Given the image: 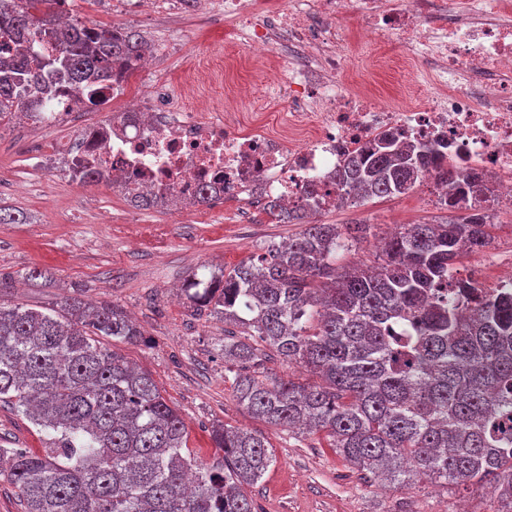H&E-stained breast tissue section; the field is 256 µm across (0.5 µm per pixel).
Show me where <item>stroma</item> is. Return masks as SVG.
<instances>
[{"mask_svg": "<svg viewBox=\"0 0 512 512\" xmlns=\"http://www.w3.org/2000/svg\"><path fill=\"white\" fill-rule=\"evenodd\" d=\"M73 20L132 29L155 45L153 66L133 72L124 96L144 94L150 83L166 79L188 104L201 98H223L227 89L246 86L255 95L284 84L299 57L288 37H280L271 57H249L240 26L225 18L222 6L192 8L156 0L153 11L137 0H67ZM344 37L359 45L350 51L341 75L351 86L372 77L371 88L388 97L406 83L410 69L398 57H385L370 43L352 17L336 19ZM224 72L223 83L189 84L191 69ZM79 110L66 121L38 124L30 120L0 126V206L24 211L23 224H0V277L12 279L6 300L50 307L67 295L111 301L136 319L147 341L120 345L129 360L148 372L184 419L188 447L199 461L212 462L218 451L209 436L212 423L243 426L261 432L275 456L265 476L246 493L256 512H494L490 487L448 493L429 481L412 488H379L346 464L318 438H297L250 417L234 396L233 375L224 366V324L192 315L186 299L172 301L189 275L231 269L264 253L267 244L297 235V224L277 223L257 201L194 209L181 215L140 209L112 194L103 184L81 185L64 167L49 170L43 149L67 137L80 139L84 130L104 123L120 110ZM433 184L412 192L374 198L318 214L319 224L373 225L374 235L342 257L343 263L377 261L376 235L397 224L437 223L449 218L432 201ZM492 241L479 255L457 264L461 277L486 273L498 282L512 267V210L497 209ZM49 271L46 280L29 281V269ZM45 442L26 417L0 406V446L36 451Z\"/></svg>", "mask_w": 512, "mask_h": 512, "instance_id": "obj_1", "label": "stroma"}]
</instances>
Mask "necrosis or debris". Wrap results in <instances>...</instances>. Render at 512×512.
<instances>
[{
    "label": "necrosis or debris",
    "mask_w": 512,
    "mask_h": 512,
    "mask_svg": "<svg viewBox=\"0 0 512 512\" xmlns=\"http://www.w3.org/2000/svg\"><path fill=\"white\" fill-rule=\"evenodd\" d=\"M224 13L248 30L258 58L288 31L307 60L288 79L293 112L281 114L272 96L257 100L250 122L208 99L185 112L152 84L82 139L84 154L111 170L112 190L135 183L188 207L206 187L218 203L262 196L293 207L313 187L329 211L340 206L332 173L387 135L435 145L459 176L482 172L498 202L512 204V0H290L274 17L260 0H224ZM339 16L397 47L417 73L397 100L344 85L329 24Z\"/></svg>",
    "instance_id": "1"
}]
</instances>
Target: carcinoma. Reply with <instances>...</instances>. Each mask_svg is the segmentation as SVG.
I'll list each match as a JSON object with an SVG mask.
<instances>
[{"label":"carcinoma","mask_w":512,"mask_h":512,"mask_svg":"<svg viewBox=\"0 0 512 512\" xmlns=\"http://www.w3.org/2000/svg\"><path fill=\"white\" fill-rule=\"evenodd\" d=\"M64 0H0V32L15 54L0 59V125L38 111L22 91H48L44 68L103 106L94 85L128 72L152 44L133 30L65 22ZM53 29L54 58L31 47ZM426 176L448 186L449 211L436 224H406L386 238L381 262L341 266L337 255L371 234L370 224H312V207L264 209L305 228L286 243L209 281L192 275L183 292L197 315L224 321V365L253 417L298 437L318 436L345 462L382 483L425 478L452 489L494 487L512 512V289L468 306L472 280L455 276L465 253L490 244L492 197L476 174L460 183L439 153L384 137L331 178L344 198L409 193ZM80 184L111 181L86 162ZM136 207L168 199L139 192ZM144 341L113 303L71 296L57 308L0 300V405L44 434L39 453L0 448V476L24 512H254L243 487L273 462L265 438L215 424L223 452L205 465L187 451L188 433L151 375L106 342ZM317 381L283 380L258 367L265 350Z\"/></svg>","instance_id":"1"}]
</instances>
